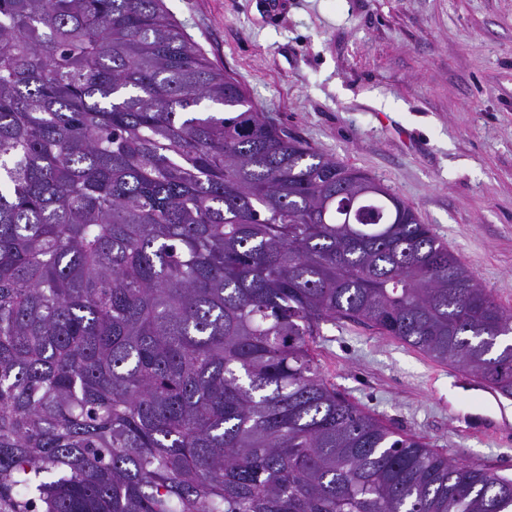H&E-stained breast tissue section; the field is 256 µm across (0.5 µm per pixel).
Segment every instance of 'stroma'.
<instances>
[{
  "mask_svg": "<svg viewBox=\"0 0 512 512\" xmlns=\"http://www.w3.org/2000/svg\"><path fill=\"white\" fill-rule=\"evenodd\" d=\"M165 0L216 67L289 133L388 186L512 310V0ZM337 393L401 433L512 478V434L464 432L461 414L512 418L454 368L373 328L327 323L312 343Z\"/></svg>",
  "mask_w": 512,
  "mask_h": 512,
  "instance_id": "stroma-1",
  "label": "stroma"
}]
</instances>
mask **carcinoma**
Here are the masks:
<instances>
[{"label": "carcinoma", "mask_w": 512, "mask_h": 512, "mask_svg": "<svg viewBox=\"0 0 512 512\" xmlns=\"http://www.w3.org/2000/svg\"><path fill=\"white\" fill-rule=\"evenodd\" d=\"M341 320L512 397V311L164 0H0V512H512L336 393Z\"/></svg>", "instance_id": "cac0c4a2"}]
</instances>
